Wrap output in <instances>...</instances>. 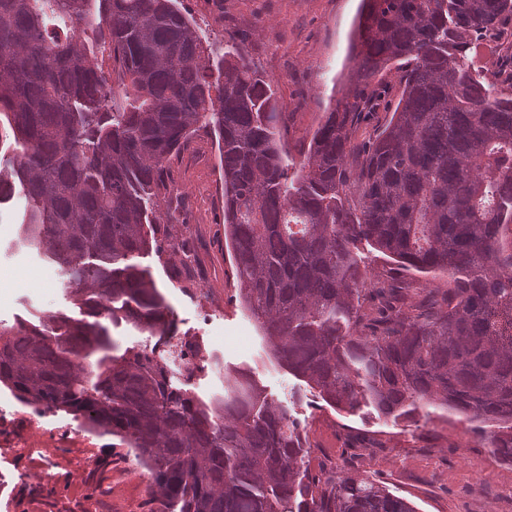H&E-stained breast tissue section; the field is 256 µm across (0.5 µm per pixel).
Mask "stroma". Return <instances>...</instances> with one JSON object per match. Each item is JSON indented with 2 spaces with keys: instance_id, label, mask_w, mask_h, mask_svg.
Returning <instances> with one entry per match:
<instances>
[{
  "instance_id": "obj_1",
  "label": "stroma",
  "mask_w": 512,
  "mask_h": 512,
  "mask_svg": "<svg viewBox=\"0 0 512 512\" xmlns=\"http://www.w3.org/2000/svg\"><path fill=\"white\" fill-rule=\"evenodd\" d=\"M207 45H237L269 78L287 109L285 149L291 167L344 93L354 89L349 43L360 0H178ZM397 68L381 71L368 87L380 91L379 111L357 133L366 140L390 119L400 96ZM164 178L182 198L180 221L167 240H190L189 270L173 273L165 258L149 266L174 312L178 335L199 345L205 369L191 393L203 401L222 396L230 378L247 371L263 393L287 407L310 445L312 472L337 477L357 472L411 501L416 512H512V463L486 448L466 417L431 409L424 421L392 422L366 407L336 410L274 356L244 309L231 249L224 239V198L217 142L197 132L165 165ZM25 200L0 205V324L57 312L75 317L68 279L19 237ZM48 426L80 431L78 447L58 448L55 483L40 485L35 459L12 447L19 422L0 426V472L11 476L0 512H150L152 480L119 438L85 430L65 413Z\"/></svg>"
}]
</instances>
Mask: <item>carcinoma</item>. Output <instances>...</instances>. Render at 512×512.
Wrapping results in <instances>:
<instances>
[{
  "mask_svg": "<svg viewBox=\"0 0 512 512\" xmlns=\"http://www.w3.org/2000/svg\"><path fill=\"white\" fill-rule=\"evenodd\" d=\"M506 19L512 0H361L356 81L396 63L401 97L360 146L380 99L342 97L294 171L271 80L207 50L174 0H0V204L24 196L20 239L80 311L1 326L0 386L119 437L162 488L151 512H416L366 476L312 473L299 424L248 374L207 404L147 349L118 352L125 325L156 348L174 333L138 259L165 252V164L204 129L241 303L277 359L346 413L491 423L512 462V77L476 62ZM366 246L397 267L368 276Z\"/></svg>",
  "mask_w": 512,
  "mask_h": 512,
  "instance_id": "carcinoma-1",
  "label": "carcinoma"
}]
</instances>
